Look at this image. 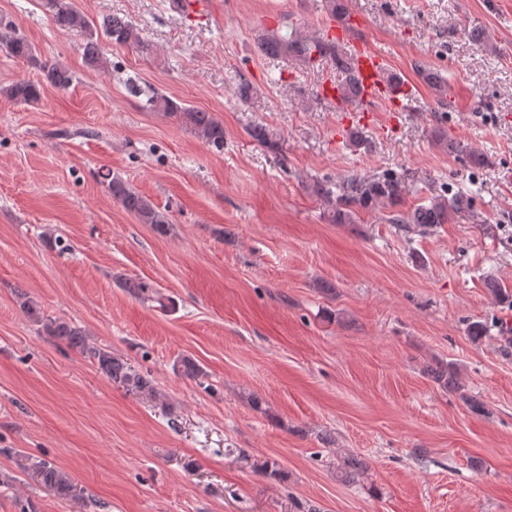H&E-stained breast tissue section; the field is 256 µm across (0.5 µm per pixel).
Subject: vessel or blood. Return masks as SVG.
<instances>
[{
	"mask_svg": "<svg viewBox=\"0 0 512 512\" xmlns=\"http://www.w3.org/2000/svg\"><path fill=\"white\" fill-rule=\"evenodd\" d=\"M327 36L352 39L350 31L343 25L332 22L324 25ZM355 69L356 101H349L335 79H326L319 88L322 98L335 103L337 111L359 113L361 120H369L375 107L381 104L394 105L397 88L387 74V62L383 54L371 49L366 40L352 39Z\"/></svg>",
	"mask_w": 512,
	"mask_h": 512,
	"instance_id": "obj_1",
	"label": "vessel or blood"
}]
</instances>
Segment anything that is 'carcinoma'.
I'll list each match as a JSON object with an SVG mask.
<instances>
[{
  "label": "carcinoma",
  "mask_w": 512,
  "mask_h": 512,
  "mask_svg": "<svg viewBox=\"0 0 512 512\" xmlns=\"http://www.w3.org/2000/svg\"><path fill=\"white\" fill-rule=\"evenodd\" d=\"M43 6L51 13L54 23L61 29L81 30L86 34L83 46V57L88 67L94 70L108 68V58L99 44V34L115 46L132 47L149 52L139 30L129 21L117 15L102 17L98 24L88 19L73 5V0H43ZM465 36L474 46L488 49L491 41L486 29L474 25L465 30ZM0 45L5 46L15 58L23 59L39 67L45 81L58 89H66L73 79L72 71L60 62L51 64L39 62L36 49L25 36L14 29L0 30ZM259 51L269 58L294 59L306 66L314 60H326L336 72V78L343 86L348 97H353L355 77L351 68L352 53L335 41L307 33L293 27L287 34L271 32L263 35L259 41ZM131 91L146 97L144 106L152 112H163L181 120L191 127L205 142L216 148L224 147V125L210 112L191 107L182 101L172 98L157 89L143 90L137 85ZM9 99L18 103H36L40 99V87L32 82L19 80L2 89ZM249 135L261 144L274 149L278 146L276 136L266 127L256 125L249 129ZM450 150L469 158L472 166L482 168L488 164L485 156L466 144L455 142ZM106 186L112 198L121 204L124 210L133 214L143 224H152L163 231L169 224L166 213L155 206L147 197L134 191L125 181L110 174L105 176ZM309 191L319 197L327 207L328 218L333 224H352L357 216V209L382 204L396 206L405 193L403 179L394 174L364 180L351 178L339 188L335 194L331 183L314 179L308 184ZM472 213V200L462 192L437 194L427 205H419L407 214L392 216L394 224H415L421 228H431L437 224H446L456 216ZM493 299L499 303H512V289L496 280L487 282ZM20 308L25 317L33 323L41 325L47 335L65 343L72 349L89 352L97 360L102 373L112 381L120 384L127 392L148 399L158 397L154 380L147 374L137 372L127 362L112 355L108 350L91 348L86 343L85 332L78 325L45 315L39 302L25 293L19 294ZM179 367L185 376L193 379L198 386L206 383V373L190 358H183ZM434 377L453 391L462 389L453 366L433 371ZM34 470L41 483L54 490L58 495L66 497L73 488L71 479L66 472L53 463L39 460Z\"/></svg>",
  "instance_id": "obj_1"
}]
</instances>
